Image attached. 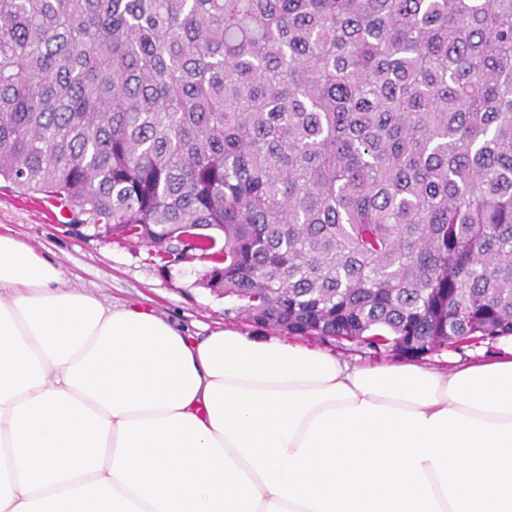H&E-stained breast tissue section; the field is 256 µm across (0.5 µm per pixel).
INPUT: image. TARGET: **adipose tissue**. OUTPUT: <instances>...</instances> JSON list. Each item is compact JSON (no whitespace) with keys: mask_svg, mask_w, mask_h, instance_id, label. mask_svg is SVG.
<instances>
[{"mask_svg":"<svg viewBox=\"0 0 512 512\" xmlns=\"http://www.w3.org/2000/svg\"><path fill=\"white\" fill-rule=\"evenodd\" d=\"M0 512H512V349L437 373L188 335L0 234Z\"/></svg>","mask_w":512,"mask_h":512,"instance_id":"1","label":"adipose tissue"}]
</instances>
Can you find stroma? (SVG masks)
<instances>
[{
	"instance_id": "35a3bbf8",
	"label": "stroma",
	"mask_w": 512,
	"mask_h": 512,
	"mask_svg": "<svg viewBox=\"0 0 512 512\" xmlns=\"http://www.w3.org/2000/svg\"><path fill=\"white\" fill-rule=\"evenodd\" d=\"M0 232L14 235L50 257L67 286L91 294L108 305L139 304L189 334L207 335L219 328L236 329L259 340L288 341V334L246 322L237 303L210 284V264L195 259L166 263L156 247L106 234L91 225H75L59 205L42 194L16 189L0 181ZM302 344L358 367L401 365L409 358L377 353L349 342L305 336ZM512 339L502 337L428 353L418 365L447 371L493 359Z\"/></svg>"
}]
</instances>
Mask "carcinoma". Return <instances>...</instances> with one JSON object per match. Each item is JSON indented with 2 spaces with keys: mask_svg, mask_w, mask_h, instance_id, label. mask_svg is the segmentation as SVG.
<instances>
[{
  "mask_svg": "<svg viewBox=\"0 0 512 512\" xmlns=\"http://www.w3.org/2000/svg\"><path fill=\"white\" fill-rule=\"evenodd\" d=\"M0 179L190 251L249 323L512 335V0H0Z\"/></svg>",
  "mask_w": 512,
  "mask_h": 512,
  "instance_id": "obj_1",
  "label": "carcinoma"
}]
</instances>
